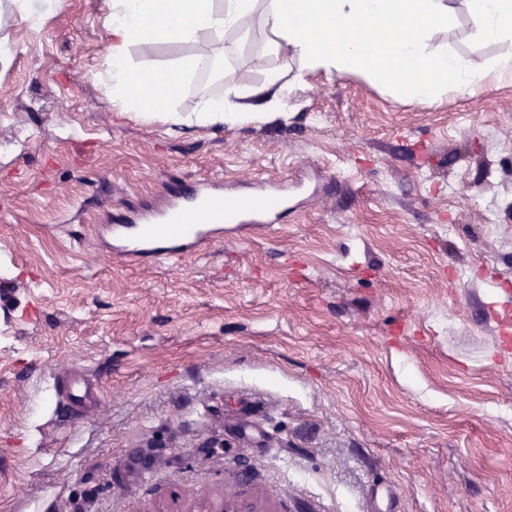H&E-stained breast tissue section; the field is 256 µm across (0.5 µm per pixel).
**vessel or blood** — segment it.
Segmentation results:
<instances>
[{"instance_id": "vessel-or-blood-1", "label": "vessel or blood", "mask_w": 512, "mask_h": 512, "mask_svg": "<svg viewBox=\"0 0 512 512\" xmlns=\"http://www.w3.org/2000/svg\"><path fill=\"white\" fill-rule=\"evenodd\" d=\"M287 211L284 189L263 187L236 198L224 195L213 180L201 179L170 193L163 205L105 213L96 235L114 258L145 266L187 260L224 239L273 229Z\"/></svg>"}]
</instances>
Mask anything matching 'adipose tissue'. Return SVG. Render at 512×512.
<instances>
[{
    "label": "adipose tissue",
    "instance_id": "adipose-tissue-1",
    "mask_svg": "<svg viewBox=\"0 0 512 512\" xmlns=\"http://www.w3.org/2000/svg\"><path fill=\"white\" fill-rule=\"evenodd\" d=\"M106 38L101 54L119 111L165 116L184 86L201 71L218 72L227 34L261 12L274 55L298 61L301 70L359 71L431 101L444 90L466 96L512 73V54L490 61L479 55L434 51L435 33L448 29L457 9L477 24L488 43L512 38V0H105ZM193 43L192 56L162 72L147 69L160 44ZM393 65H386V58ZM290 106L277 71L246 92L228 84L220 96L202 97L198 118L207 124L258 122Z\"/></svg>",
    "mask_w": 512,
    "mask_h": 512
}]
</instances>
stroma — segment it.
I'll return each instance as SVG.
<instances>
[{
  "label": "stroma",
  "mask_w": 512,
  "mask_h": 512,
  "mask_svg": "<svg viewBox=\"0 0 512 512\" xmlns=\"http://www.w3.org/2000/svg\"><path fill=\"white\" fill-rule=\"evenodd\" d=\"M0 66V512H512V76L407 98L301 73L259 16L169 117L119 111L104 0H46ZM431 46L493 60L459 16ZM279 68L291 106L198 121ZM285 180L276 229L179 264L92 244L97 210ZM99 387L71 412L58 378Z\"/></svg>",
  "instance_id": "stroma-1"
}]
</instances>
